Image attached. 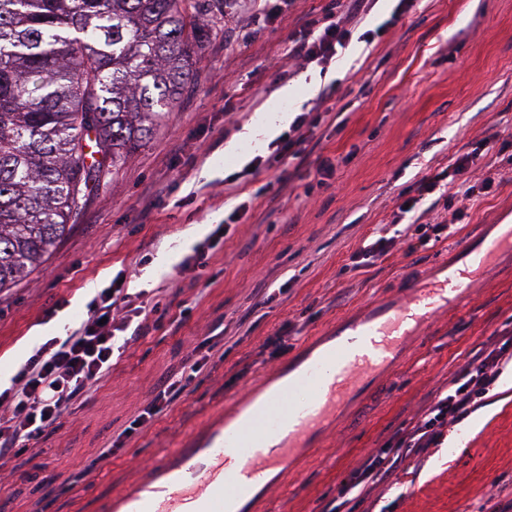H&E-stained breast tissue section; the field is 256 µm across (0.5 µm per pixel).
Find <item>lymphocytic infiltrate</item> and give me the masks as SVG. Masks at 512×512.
<instances>
[{"label": "lymphocytic infiltrate", "mask_w": 512, "mask_h": 512, "mask_svg": "<svg viewBox=\"0 0 512 512\" xmlns=\"http://www.w3.org/2000/svg\"><path fill=\"white\" fill-rule=\"evenodd\" d=\"M374 0H326L319 17L307 20L288 46L290 58L324 67L352 38L358 15L370 12ZM312 130L306 115H298L287 132L271 144L268 156L255 157L256 169H272L290 160H304ZM142 308L127 296L105 289L89 318L65 339L53 338L39 347L0 390V458L28 449L69 411L86 389L112 368L117 335L126 331ZM512 362V336L479 351L448 383L447 394L424 412L413 430L381 455L369 456L360 472L341 481L336 507L343 512L387 483L400 464L417 450L438 444L448 424L471 412L497 380L502 366ZM204 366L196 360L174 381H164L135 417L133 429L143 428L191 384Z\"/></svg>", "instance_id": "obj_1"}]
</instances>
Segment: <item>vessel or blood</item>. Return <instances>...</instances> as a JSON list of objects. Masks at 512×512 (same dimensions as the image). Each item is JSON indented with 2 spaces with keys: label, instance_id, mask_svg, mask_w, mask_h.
<instances>
[{
  "label": "vessel or blood",
  "instance_id": "1",
  "mask_svg": "<svg viewBox=\"0 0 512 512\" xmlns=\"http://www.w3.org/2000/svg\"><path fill=\"white\" fill-rule=\"evenodd\" d=\"M512 255V213L460 242L426 273L410 272L397 294L361 307L311 338L224 406L222 430L206 447L183 449L163 477L113 512H201L216 489L224 512H265L266 488L289 458L320 447L337 416L378 384L407 341L425 335L438 313L452 311L474 277Z\"/></svg>",
  "mask_w": 512,
  "mask_h": 512
}]
</instances>
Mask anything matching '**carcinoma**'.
<instances>
[{
    "label": "carcinoma",
    "instance_id": "carcinoma-1",
    "mask_svg": "<svg viewBox=\"0 0 512 512\" xmlns=\"http://www.w3.org/2000/svg\"><path fill=\"white\" fill-rule=\"evenodd\" d=\"M194 9L191 0H0V290L44 262L89 182L172 110L200 62Z\"/></svg>",
    "mask_w": 512,
    "mask_h": 512
}]
</instances>
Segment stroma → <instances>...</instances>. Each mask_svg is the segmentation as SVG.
Wrapping results in <instances>:
<instances>
[{
  "instance_id": "1",
  "label": "stroma",
  "mask_w": 512,
  "mask_h": 512,
  "mask_svg": "<svg viewBox=\"0 0 512 512\" xmlns=\"http://www.w3.org/2000/svg\"><path fill=\"white\" fill-rule=\"evenodd\" d=\"M322 5L292 0L267 18L249 0H200V63L173 111L123 164L91 182L43 264L0 292L5 386L35 348L86 320L103 289L143 293L165 311L33 449L0 466V512H112L114 497L206 433L225 401L317 329L390 292L405 271L448 256L512 208V164L477 150L482 140L512 138V0H377L327 70L287 78L288 39ZM369 30L374 39L362 40ZM324 94L343 126L315 128L307 166L255 173L250 161L267 149L241 141L243 128L273 103L293 118ZM465 152L477 173L492 168L502 178L470 201L460 232L413 253L396 244L350 270L356 251L392 236L398 206L417 183ZM321 156L335 158L338 187L309 198ZM253 193L256 208L234 214ZM511 324L506 268L476 280L464 305L409 344L365 399L362 420L339 418L325 446L269 488L268 512H325L340 480L395 443L467 352ZM191 343L207 358L202 373L153 423L129 432ZM450 429L465 433L461 447L443 439L425 449L358 512H512V368ZM109 447L112 458L89 469Z\"/></svg>"
}]
</instances>
